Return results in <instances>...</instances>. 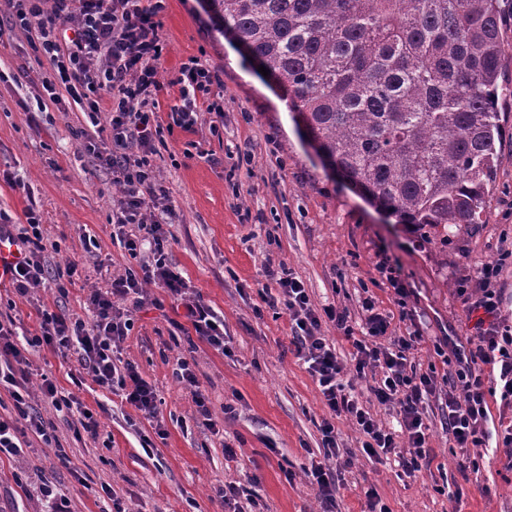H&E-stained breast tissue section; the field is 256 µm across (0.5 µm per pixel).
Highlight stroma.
Segmentation results:
<instances>
[{"mask_svg":"<svg viewBox=\"0 0 512 512\" xmlns=\"http://www.w3.org/2000/svg\"><path fill=\"white\" fill-rule=\"evenodd\" d=\"M161 21V112L178 104L173 81L189 58L224 86L223 117L203 113L194 131L163 132L156 164L178 214L161 227L168 260L191 292L223 315L229 350L188 338L183 310L137 313L116 356L155 386L158 417L149 420L79 372L73 355L30 348L31 384L51 378L93 412L99 429L94 437L75 433L71 415L36 399L72 465H61L55 445L25 434L19 455L0 454V512H47L45 484L68 498L70 512H109L116 498L126 512H225L221 489L252 477L259 480L253 512H322L306 470L324 460L337 471L334 512H368L372 492L389 512H512V445L503 428L512 404L490 399L484 447L461 450L445 424V393L436 391L427 408L428 460L409 476L395 455L369 457L343 418L336 421L339 454L326 458L320 425L328 410L293 353L287 313L269 309L262 297L263 270L273 262L303 281L314 308L348 309L352 327L371 299L388 315L389 335L420 333L417 372L444 374L435 346L449 355L469 346L460 281L477 284L483 264L512 252V112L479 223L452 229L447 244L427 241L316 154L282 89L225 33L212 0H167ZM45 74L21 31L0 33V211L22 224L37 208L49 268H75L63 293L50 279L24 297L0 282V312L27 337L38 333L44 308L88 319L91 290L140 266L112 237L118 189L111 174L81 150L91 127L86 114L74 104L38 109ZM246 152L249 169H235ZM384 262L407 289V318L379 270ZM181 357L195 362L211 420L197 413L174 375ZM464 456L477 461L478 472L460 473Z\"/></svg>","mask_w":512,"mask_h":512,"instance_id":"stroma-1","label":"stroma"}]
</instances>
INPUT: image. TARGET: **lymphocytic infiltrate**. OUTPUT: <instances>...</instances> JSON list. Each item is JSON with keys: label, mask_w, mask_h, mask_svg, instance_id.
Segmentation results:
<instances>
[{"label": "lymphocytic infiltrate", "mask_w": 512, "mask_h": 512, "mask_svg": "<svg viewBox=\"0 0 512 512\" xmlns=\"http://www.w3.org/2000/svg\"><path fill=\"white\" fill-rule=\"evenodd\" d=\"M165 2L0 0V18H7L11 28L26 34L53 73L42 81L46 93L42 106L58 104L66 96L89 117L94 131L85 134L82 149L97 166L111 173L118 188L112 222L120 230L121 245L133 256L145 248L150 251L139 270H125L113 276L107 290L91 291L87 299L91 322L45 309L39 335L22 343L13 329V319L0 315V383L8 384L13 406L32 433L46 441L51 438L49 426L32 406L35 397L50 400L58 410L76 409L80 426L89 433H96L98 422L89 409L77 406L73 396L59 394L51 379L42 378L39 387H31L26 347L44 345L76 355L95 383L107 389L120 387L126 402L149 418L157 414L155 388L136 367L118 368L112 354L130 331L134 314L148 304L159 306L150 287L162 288L175 306L184 307L199 340L218 351L226 349L223 319L201 297L190 293L181 272L169 262L160 233L161 225L176 218L169 193L156 175V144L162 132L156 96L165 49L160 14ZM175 83L180 102L170 109V126L190 130L200 113H223L219 78L197 59L180 66ZM26 220V225L17 226L0 212V240L14 246L19 256L8 280L22 296L39 287L47 274L40 217L31 209ZM501 270V264H484L478 288L463 285L458 290L468 312L476 316L469 350L455 352L457 367L445 399L448 433L460 448L482 446L489 397L512 400V324L498 317L500 295L495 286ZM265 276L277 285L279 293L265 295L264 301L269 307L281 306L287 311L296 355L307 363L329 412L321 425L328 454L336 452L333 421L339 417L353 422L367 455L390 453L396 447L392 434L352 396L350 382L343 379L345 364L322 334L326 320L347 329L348 311L333 306L316 310L303 282L283 265L267 264ZM362 309L366 336L352 342L354 369L360 376L369 370L381 371L371 392L378 403L397 409L411 449L400 465L411 474L420 470L427 457L424 410L437 390V381L431 374L410 373L415 337L389 335L390 322L373 301L364 300Z\"/></svg>", "instance_id": "1"}]
</instances>
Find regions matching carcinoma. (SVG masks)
Segmentation results:
<instances>
[{
    "label": "carcinoma",
    "instance_id": "1",
    "mask_svg": "<svg viewBox=\"0 0 512 512\" xmlns=\"http://www.w3.org/2000/svg\"><path fill=\"white\" fill-rule=\"evenodd\" d=\"M331 166L448 244L477 224L501 137V0H213Z\"/></svg>",
    "mask_w": 512,
    "mask_h": 512
}]
</instances>
